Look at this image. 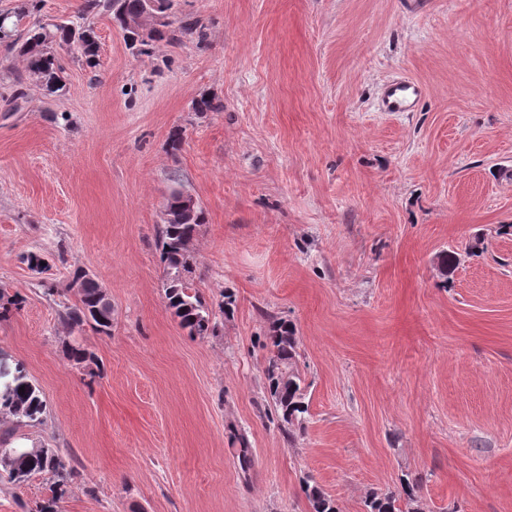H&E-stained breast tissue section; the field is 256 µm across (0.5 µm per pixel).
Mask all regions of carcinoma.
I'll return each instance as SVG.
<instances>
[{"label": "carcinoma", "instance_id": "obj_1", "mask_svg": "<svg viewBox=\"0 0 512 512\" xmlns=\"http://www.w3.org/2000/svg\"><path fill=\"white\" fill-rule=\"evenodd\" d=\"M41 0H24L15 13H0V44L26 64L28 72L36 76L48 94L64 90V67L57 48L66 45L77 48L86 65H98V44L91 26L72 21L53 24L35 23L23 30L17 29L23 16L40 11ZM108 13L126 32L131 45H139L140 53H148L149 42L156 39L196 37L205 39L203 25L191 18L179 20L178 26L170 22L153 24L140 32L135 23L145 14V0H83L80 13L83 16L99 11ZM204 223L203 211H198L197 221L192 224H165L159 237L161 260L165 266L164 292L168 308L179 319L180 325L193 336H209L216 332L215 313L192 287L195 256L191 243L198 227ZM79 279L78 303L68 306L63 314L64 322L80 326L94 323L97 331L110 334L112 304L102 296V287L90 275L75 272ZM266 339L273 349V357L266 369V391L282 425L288 430L303 428L309 404L302 378L294 369L297 357L298 336L296 327L283 319L272 323ZM46 404L38 386L33 382L22 363L17 362L10 373L0 378V414L10 415L17 423L35 427L42 423ZM0 469L9 482L21 483L36 473L47 472L54 480V495L38 507L37 512H56L57 501L66 493L72 480L59 453L53 448L29 445L10 437L0 439ZM419 484L415 480L401 479L400 487L386 492H374L365 500L366 512H418L412 507L417 501ZM310 512H340L336 500L316 486L306 487ZM405 500L410 509L398 507Z\"/></svg>", "mask_w": 512, "mask_h": 512}]
</instances>
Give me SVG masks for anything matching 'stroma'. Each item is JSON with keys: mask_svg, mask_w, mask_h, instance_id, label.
I'll list each match as a JSON object with an SVG mask.
<instances>
[{"mask_svg": "<svg viewBox=\"0 0 512 512\" xmlns=\"http://www.w3.org/2000/svg\"><path fill=\"white\" fill-rule=\"evenodd\" d=\"M185 17L205 41L146 55L91 17L100 64L63 53L53 96L0 48V289L23 299L0 356L47 403L34 427L0 415V436L57 449V512H310L308 483L365 512L404 477L419 512H512V0H172ZM399 78L424 94L383 111ZM174 189L205 213L191 280L213 335L167 307ZM79 269L110 334L61 318ZM277 318L309 402L291 435L265 389ZM52 495L47 473L0 478V512Z\"/></svg>", "mask_w": 512, "mask_h": 512, "instance_id": "obj_1", "label": "stroma"}]
</instances>
